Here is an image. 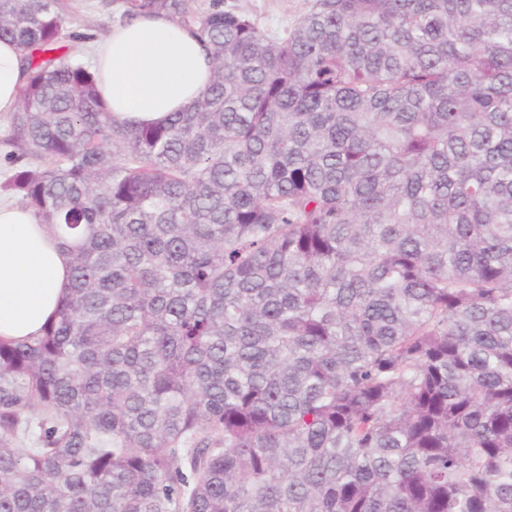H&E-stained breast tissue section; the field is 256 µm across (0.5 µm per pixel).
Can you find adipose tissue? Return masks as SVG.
I'll return each mask as SVG.
<instances>
[{"instance_id": "adipose-tissue-1", "label": "adipose tissue", "mask_w": 512, "mask_h": 512, "mask_svg": "<svg viewBox=\"0 0 512 512\" xmlns=\"http://www.w3.org/2000/svg\"><path fill=\"white\" fill-rule=\"evenodd\" d=\"M22 50L0 41V118L18 107L27 81ZM98 89L111 114L160 124L187 109L208 84L211 60L198 38L164 15L113 25L92 49ZM69 257L13 202H0V338L39 334L68 292Z\"/></svg>"}]
</instances>
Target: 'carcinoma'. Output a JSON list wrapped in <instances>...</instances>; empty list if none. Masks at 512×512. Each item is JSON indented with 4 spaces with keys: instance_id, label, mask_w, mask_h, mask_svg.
<instances>
[{
    "instance_id": "obj_1",
    "label": "carcinoma",
    "mask_w": 512,
    "mask_h": 512,
    "mask_svg": "<svg viewBox=\"0 0 512 512\" xmlns=\"http://www.w3.org/2000/svg\"><path fill=\"white\" fill-rule=\"evenodd\" d=\"M166 15L213 71L106 112L62 0H0L27 81L0 194L70 258L0 339V512H512V0ZM311 3V0H224V9L244 14L259 27L283 37Z\"/></svg>"
}]
</instances>
